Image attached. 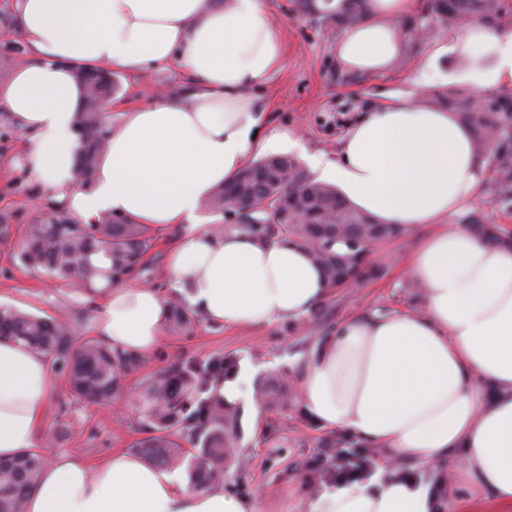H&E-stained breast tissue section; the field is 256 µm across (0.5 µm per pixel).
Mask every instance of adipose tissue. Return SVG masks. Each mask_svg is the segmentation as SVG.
Returning a JSON list of instances; mask_svg holds the SVG:
<instances>
[{
	"label": "adipose tissue",
	"instance_id": "ef3b65f1",
	"mask_svg": "<svg viewBox=\"0 0 512 512\" xmlns=\"http://www.w3.org/2000/svg\"><path fill=\"white\" fill-rule=\"evenodd\" d=\"M15 8L30 57L0 83V109L27 133L21 157L54 200L86 224L110 212L155 228L187 226L167 273L209 322L294 320L324 298L327 283L306 250L240 231L214 236L200 213L249 154L298 146L288 132L260 131L255 90L284 58L264 0H16ZM415 8L416 0H370L369 18L337 44L342 64L387 69L402 54L397 21ZM446 50L467 62L461 78L481 90L512 81V32L467 24ZM174 59L186 97L123 108L88 185L77 186L75 117L87 89L76 68ZM309 163L377 223L429 232L404 258L422 311L346 321L301 377L300 403L312 420L382 448L388 462L368 481L321 494L308 512H512V246L448 221L479 191L471 129L455 113L402 99L350 128L335 159L314 155ZM165 318L154 289L124 284L107 291L97 332L116 350L145 355ZM55 391L45 355L0 338V458L34 447ZM407 458L429 468L430 480L400 476ZM452 477L474 495L450 496ZM26 512L261 510L220 486L192 491L182 472L116 451L96 468L66 453L50 458Z\"/></svg>",
	"mask_w": 512,
	"mask_h": 512
}]
</instances>
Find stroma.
<instances>
[{
  "label": "stroma",
  "mask_w": 512,
  "mask_h": 512,
  "mask_svg": "<svg viewBox=\"0 0 512 512\" xmlns=\"http://www.w3.org/2000/svg\"><path fill=\"white\" fill-rule=\"evenodd\" d=\"M337 5L338 0H319L318 13L302 15L296 13L293 0H266L285 55L281 71L258 92L264 108L261 124L263 129H285L299 137V148L290 152L298 162H305L310 154L335 159L346 130L370 109L390 103L395 93L419 103L438 89L484 101L496 94L512 96L511 82L491 94L458 81L465 65L440 53V46L447 44L452 32L436 24L426 39L406 42L405 65L376 74L347 70L336 53L340 35L329 30L324 20ZM423 69L434 76L426 88L416 83ZM114 78L113 101L129 105L148 103L151 93L186 86L184 70L175 61L157 68L118 71ZM24 139V131L8 113L0 111V212H14L19 224L27 223L49 200L20 159ZM498 178L491 166H483L479 194L468 209L484 223L512 235V199L496 194ZM185 233V228L175 226L159 232L157 258L141 277V285L165 298L187 295V288L174 283L165 272L168 250ZM415 239V234L409 233L375 244L371 258L383 267V275L331 290L321 302L330 321L341 324L360 314L419 311L420 291L413 288L398 262ZM13 250V243L0 242V303L41 316L67 313L78 335L96 336L101 297H88L44 273L21 268L12 259ZM323 340V333L303 317L244 329H227L203 319L193 335H163L152 354L137 357L124 371V397L109 405L76 401L69 392L65 370L51 365L56 392L46 409L38 446L48 454L80 456L94 467L107 461L114 451L133 452L135 443L154 428V399L148 388L157 375L179 366L205 370L214 361L228 358L236 372H248L249 390H256L266 379L287 378L288 404L273 407L257 397L235 403L239 414L237 460L224 469L225 491L243 499H258L262 512H307L309 504L327 489L308 464L328 441L342 436L341 430L317 425L299 402L300 378Z\"/></svg>",
  "instance_id": "1"
}]
</instances>
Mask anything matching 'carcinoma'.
I'll return each instance as SVG.
<instances>
[{"mask_svg": "<svg viewBox=\"0 0 512 512\" xmlns=\"http://www.w3.org/2000/svg\"><path fill=\"white\" fill-rule=\"evenodd\" d=\"M367 0H340L336 14L327 17L330 28L352 27L366 19ZM429 15L434 21L454 28L471 21L493 27L512 26V6L504 0H432ZM78 78L108 98L112 95V73L83 71ZM430 107H449L473 131L479 153L489 156L501 178L496 190L512 196V151L501 146V136L512 123V98L500 96L484 107L448 91L429 95ZM76 131L82 151L74 169L76 183L89 182L108 134L102 105L92 96L78 113ZM209 210L235 220L216 231H245L260 239L277 240L305 249L323 272L331 288L370 280L380 269L369 260V246L389 237L404 235L400 228L376 224L350 208L336 187L311 177L293 158L261 159L239 172L228 184L217 187L206 200ZM34 219L17 237L15 260L23 267L43 271L54 279L79 283L82 290L101 293L114 285L138 278L154 260L156 231L129 217L112 221L102 214L96 223L83 224L63 214ZM469 229L487 241L512 245L511 236L471 217ZM168 315L165 329L173 336L194 333L197 317L182 300H165ZM76 329L66 315L39 316L15 307H0V338L9 337L52 356L67 368L69 390L76 400L88 404H110L122 389V370L134 357L112 350L94 337L75 339ZM210 372L177 368L158 375L150 384L156 405L157 428L138 441L136 451L147 462L160 467H192L194 483L207 488L221 481L226 449L234 447L236 415L218 399L203 400L197 412L198 428L206 433L203 451L196 463L182 448L183 437L170 432L181 410V396L189 385L203 386ZM199 433L185 440L193 443ZM47 459L38 448L0 460V512H25L26 498L38 483Z\"/></svg>", "mask_w": 512, "mask_h": 512, "instance_id": "obj_1", "label": "carcinoma"}]
</instances>
